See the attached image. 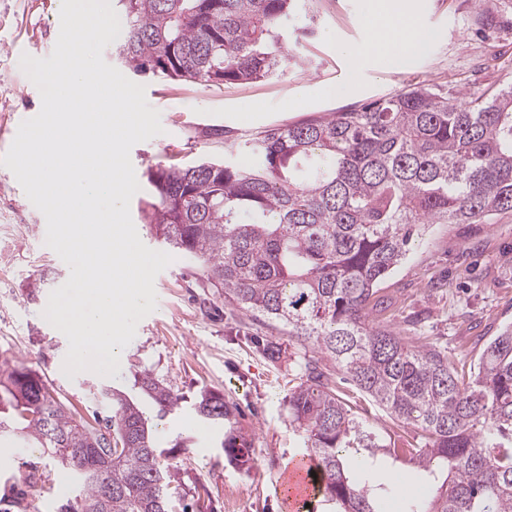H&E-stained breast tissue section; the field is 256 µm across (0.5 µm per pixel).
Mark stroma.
Listing matches in <instances>:
<instances>
[{
	"label": "stroma",
	"instance_id": "stroma-1",
	"mask_svg": "<svg viewBox=\"0 0 512 512\" xmlns=\"http://www.w3.org/2000/svg\"><path fill=\"white\" fill-rule=\"evenodd\" d=\"M424 25L437 37L399 73L367 64L352 72L336 51L340 42L362 38L360 17L371 0H313L315 21L304 32V15L285 25L290 61L285 72L249 83L201 87L153 76L137 77L150 108L160 113L163 134L130 151L139 189L130 215L148 248L162 245L141 212L148 188L146 172L157 162L190 165L202 160H244L247 142L275 125L358 107L401 93L410 86L452 87L461 92L512 83V0H420ZM61 0H0V155L20 123L42 106L37 87L22 71V54L50 58L60 31ZM491 13L497 28L479 25ZM358 79L361 93L333 96V88ZM307 99L291 110L294 96ZM183 112L187 124L173 125ZM46 220L16 177L0 166V363L21 361L55 396L85 419L111 417L100 387L117 388L146 413L153 437L181 483L186 502L204 501L205 512H289L276 489L288 461L303 452V435L288 421L291 381L305 359L336 374L335 363L300 343L280 325L258 321L249 312H229L223 298L200 287L195 262L184 256L154 282L156 311L137 325L119 372L103 377L90 371L67 377L63 362L68 340L43 317L49 296L69 277L67 264L45 244ZM390 308L374 323L409 335L413 344H437L459 373L477 364L483 338L512 323V213L485 224H435L423 243L382 284ZM262 338L280 354L270 358L254 344ZM149 370L184 397L179 409L158 416L134 378ZM223 394L238 408V428L249 448L246 465L229 464L221 443L224 427L197 415L196 398ZM188 448L175 447L177 437ZM60 468L47 449L19 435L0 436V512H58L73 496V481H60Z\"/></svg>",
	"mask_w": 512,
	"mask_h": 512
}]
</instances>
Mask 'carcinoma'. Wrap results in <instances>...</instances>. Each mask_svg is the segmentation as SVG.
I'll list each match as a JSON object with an SVG mask.
<instances>
[{
    "mask_svg": "<svg viewBox=\"0 0 512 512\" xmlns=\"http://www.w3.org/2000/svg\"><path fill=\"white\" fill-rule=\"evenodd\" d=\"M116 46L137 75L199 86L249 82L288 64L281 30L306 0H120ZM231 165L158 164L144 201L150 232L198 266L224 303L288 327L344 381L415 435L394 440L353 412L317 362L288 417L337 512H388L394 487L370 471L405 457L447 466L446 489L403 512H512V324L466 378L431 343L373 325L379 285L433 224H484L512 211V85L466 94L420 85L329 117L273 126ZM166 415L182 401L149 370L135 381ZM108 432L76 415L24 364L0 365V433L48 448L78 493L60 512H175L176 488L143 411L111 392ZM213 423L236 407L209 392Z\"/></svg>",
    "mask_w": 512,
    "mask_h": 512,
    "instance_id": "obj_1",
    "label": "carcinoma"
}]
</instances>
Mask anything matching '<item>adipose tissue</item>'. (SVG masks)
I'll use <instances>...</instances> for the list:
<instances>
[{
    "label": "adipose tissue",
    "instance_id": "ef3b65f1",
    "mask_svg": "<svg viewBox=\"0 0 512 512\" xmlns=\"http://www.w3.org/2000/svg\"><path fill=\"white\" fill-rule=\"evenodd\" d=\"M418 9L416 0H378L376 9L361 19L362 39L337 44L338 53L356 72L372 61L380 62L388 71L405 69L433 40Z\"/></svg>",
    "mask_w": 512,
    "mask_h": 512
}]
</instances>
